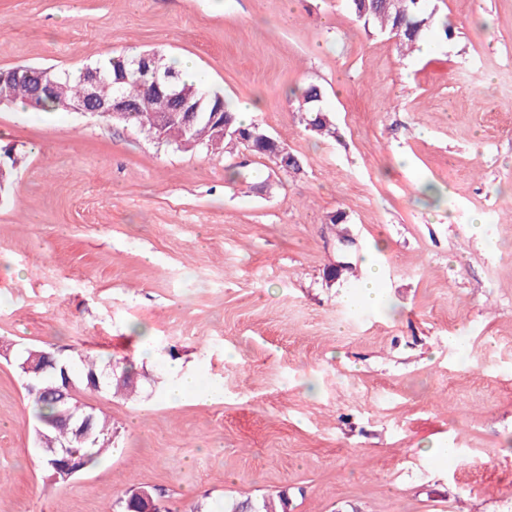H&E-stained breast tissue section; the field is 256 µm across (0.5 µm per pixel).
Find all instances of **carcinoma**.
I'll use <instances>...</instances> for the list:
<instances>
[{
	"instance_id": "cac0c4a2",
	"label": "carcinoma",
	"mask_w": 512,
	"mask_h": 512,
	"mask_svg": "<svg viewBox=\"0 0 512 512\" xmlns=\"http://www.w3.org/2000/svg\"><path fill=\"white\" fill-rule=\"evenodd\" d=\"M354 17L366 23L377 24L380 31L390 33L400 30L399 50L403 51L418 44L428 31L439 26L448 30V25L436 19V13L429 8L428 0H348ZM160 73L173 82L175 89L186 100L199 104V114L187 133L188 144L185 151L204 148L210 153H218L224 145H241L251 155L268 159L274 145L266 142L262 135L265 131L256 123L247 125L238 121L232 107L224 96L210 88L204 82L188 84L182 81L178 73L167 65L166 55L154 51ZM136 54L107 56L91 68L100 71L108 81L115 80L126 73L127 80L114 85L113 90L133 101L136 111L129 114L122 124L138 129L148 138H159L154 130V121L161 112L173 107V99L166 94L146 92L136 77L131 75L135 68ZM84 70L72 75L66 71L50 68L18 67L0 71V98L9 103L24 99L34 106L52 105L61 110L64 101H79L86 96L87 86L83 79ZM52 80L53 91L50 94L35 93L39 81ZM298 98V112L301 113L305 128L321 135L332 137L336 128L328 113L321 106L322 90L317 85L302 88L295 94ZM222 113L230 120L227 134L219 136L215 132L213 116ZM55 365L47 368L39 377L38 385L42 394L32 399L35 416L39 422L36 435L42 448V465L48 477L55 482H65L74 475L93 466L103 452L112 448V420L93 408L86 410L91 419V438L79 439L72 424L68 423L77 402V393L82 390L105 391L113 395L131 397L140 389L139 381L134 379V364L130 361L99 360L89 353L77 352L73 356L56 353ZM137 489H131L116 503L114 512H142L146 503L136 495ZM224 512H277L270 501H227Z\"/></svg>"
}]
</instances>
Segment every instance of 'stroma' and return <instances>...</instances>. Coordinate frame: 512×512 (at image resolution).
Returning a JSON list of instances; mask_svg holds the SVG:
<instances>
[{
  "instance_id": "1",
  "label": "stroma",
  "mask_w": 512,
  "mask_h": 512,
  "mask_svg": "<svg viewBox=\"0 0 512 512\" xmlns=\"http://www.w3.org/2000/svg\"><path fill=\"white\" fill-rule=\"evenodd\" d=\"M431 4L451 37L404 55L347 0H0V71L188 57L301 161L0 106V340L143 376L134 400L80 393L115 448L56 483L0 357V512L141 486L166 512L281 491L287 512H512V0ZM310 84L336 137L295 110ZM373 264L385 303L348 309ZM173 362L212 397L170 399Z\"/></svg>"
}]
</instances>
